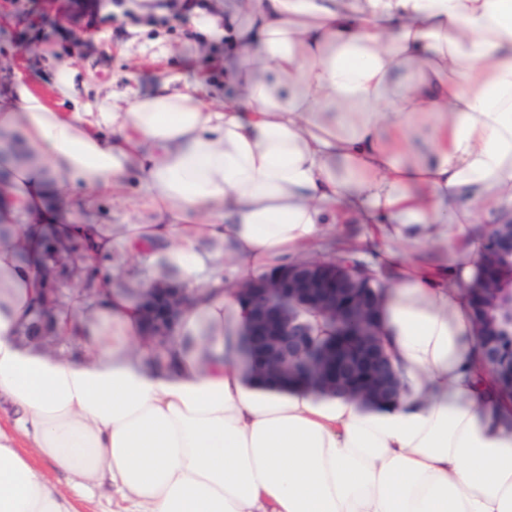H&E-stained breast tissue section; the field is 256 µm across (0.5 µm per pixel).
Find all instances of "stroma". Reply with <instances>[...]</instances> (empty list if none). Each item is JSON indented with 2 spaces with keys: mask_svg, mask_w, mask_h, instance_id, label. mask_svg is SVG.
<instances>
[{
  "mask_svg": "<svg viewBox=\"0 0 512 512\" xmlns=\"http://www.w3.org/2000/svg\"><path fill=\"white\" fill-rule=\"evenodd\" d=\"M108 0H0V90L16 79L50 95L56 61L69 60L83 100H122L149 88L158 76L224 84V45L198 36L182 0L161 13L107 9ZM136 188L114 189L98 211L78 210V223L126 224L151 218Z\"/></svg>",
  "mask_w": 512,
  "mask_h": 512,
  "instance_id": "stroma-1",
  "label": "stroma"
}]
</instances>
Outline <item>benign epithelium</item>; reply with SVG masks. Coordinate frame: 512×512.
Segmentation results:
<instances>
[{
	"label": "benign epithelium",
	"instance_id": "benign-epithelium-1",
	"mask_svg": "<svg viewBox=\"0 0 512 512\" xmlns=\"http://www.w3.org/2000/svg\"><path fill=\"white\" fill-rule=\"evenodd\" d=\"M492 256H512V222L491 240ZM487 275L478 288L475 323L478 334L490 335L484 306L500 288ZM249 312L244 344L251 372L277 382L293 378L297 362L309 350L310 337L295 310L307 308L345 325V342L325 349L309 367L308 381L318 389L365 404L393 401L397 376L383 352L378 330L380 297L364 280L362 268L331 262H302L251 281L239 289ZM185 302L175 283L160 279L142 296L145 335L166 344Z\"/></svg>",
	"mask_w": 512,
	"mask_h": 512
}]
</instances>
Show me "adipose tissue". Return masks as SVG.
<instances>
[{"label": "adipose tissue", "instance_id": "adipose-tissue-1", "mask_svg": "<svg viewBox=\"0 0 512 512\" xmlns=\"http://www.w3.org/2000/svg\"><path fill=\"white\" fill-rule=\"evenodd\" d=\"M224 91L159 79L125 104L60 112L17 83L20 133L0 205V512H512V393L480 360L469 296L480 215L512 218V0H225ZM135 179L153 216L68 224ZM384 281L395 401L365 405L251 377L239 286L310 260L327 228ZM90 242L95 298L73 291L22 345L45 239ZM30 263H22L20 247ZM436 254V262L425 259ZM175 274L187 301L164 354L137 295ZM71 479L62 491L51 474Z\"/></svg>", "mask_w": 512, "mask_h": 512}]
</instances>
